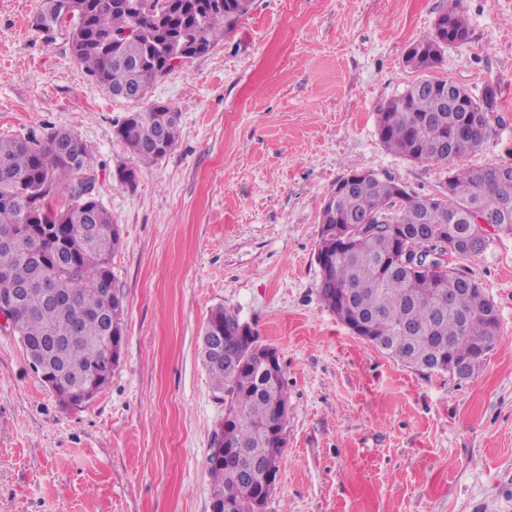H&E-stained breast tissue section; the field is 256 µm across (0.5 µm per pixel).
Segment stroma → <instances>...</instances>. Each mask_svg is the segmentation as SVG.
Wrapping results in <instances>:
<instances>
[{
  "label": "stroma",
  "instance_id": "1",
  "mask_svg": "<svg viewBox=\"0 0 512 512\" xmlns=\"http://www.w3.org/2000/svg\"><path fill=\"white\" fill-rule=\"evenodd\" d=\"M43 0H0V136L74 131L96 151L98 198L118 224L126 306L119 364L62 407L0 323V512H211L224 403L200 356L221 306L275 347L287 445L267 512H512V234L454 259L492 298L499 338L476 374L422 372L379 352L321 302L323 198L357 167L436 195L444 172L388 152L376 113L417 74L408 46L450 7L468 41L435 78L497 86L498 136L465 165L512 162V0H252L206 55L157 80L180 114L174 150L129 162L132 111L31 26Z\"/></svg>",
  "mask_w": 512,
  "mask_h": 512
}]
</instances>
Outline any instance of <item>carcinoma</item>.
<instances>
[{"label":"carcinoma","mask_w":512,"mask_h":512,"mask_svg":"<svg viewBox=\"0 0 512 512\" xmlns=\"http://www.w3.org/2000/svg\"><path fill=\"white\" fill-rule=\"evenodd\" d=\"M82 22L72 26L58 8L44 0L34 27L68 35L75 61L104 89L120 86L138 105L116 130L134 165L117 170L120 183L132 186L137 164L157 162L173 150L179 137V114L168 105L148 102L153 83L174 71L169 59L206 55L245 15L251 0H68ZM470 38L467 19L455 8L441 14L435 32L412 43L405 63L422 76L392 97L377 112L381 142L390 152L417 163L445 169L441 196L429 198L378 174L331 199L324 198L318 249L328 248L339 226L351 241L336 264L320 273L319 294L344 324L362 325L374 334L375 347L417 369L448 371V358L475 354L476 343L499 335L492 299L469 272L448 267L430 274L401 262L407 249L436 239L445 252L453 242L458 255L484 253L491 240L473 233L471 211L477 210L512 234V163L485 166L461 159L495 139L491 111L484 98L426 72L443 61L445 48ZM465 100L469 113L455 109ZM90 144L68 129L34 137H0V229L9 226L17 241L0 247V299L17 297L14 332L26 356L38 355L54 371L52 391L61 401L78 400L86 387L99 393L110 382L108 336L123 339L124 302L114 286L110 261L120 231L96 198L72 190L75 180L94 176ZM67 198L56 206L58 197ZM454 208L464 219L450 228L437 213ZM41 251L45 265L29 257ZM56 277L68 303L58 305L40 293L45 274ZM83 319L81 336L59 346L70 322ZM237 315L218 306L210 311L202 333L224 336V351L237 356L233 371L203 365L224 401V421L214 436L232 448L264 447L270 430H286L288 392L283 371L271 375L250 356L258 337H244ZM455 341L448 351V340ZM214 498L224 495L229 478L224 461L209 456ZM262 488L248 477L232 498L231 512H258Z\"/></svg>","instance_id":"carcinoma-1"}]
</instances>
